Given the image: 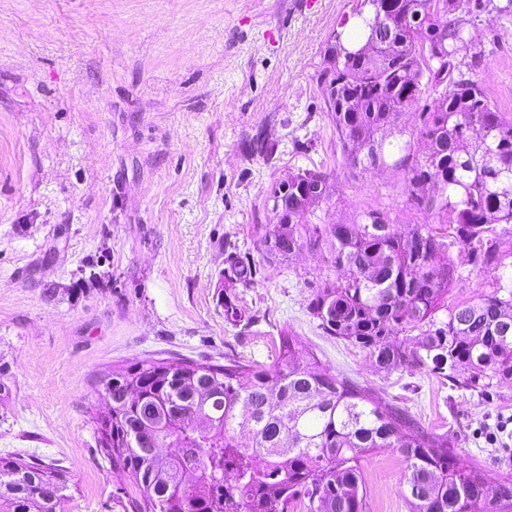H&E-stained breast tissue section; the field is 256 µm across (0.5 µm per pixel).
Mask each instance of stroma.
Returning <instances> with one entry per match:
<instances>
[{
    "instance_id": "35a3bbf8",
    "label": "stroma",
    "mask_w": 512,
    "mask_h": 512,
    "mask_svg": "<svg viewBox=\"0 0 512 512\" xmlns=\"http://www.w3.org/2000/svg\"><path fill=\"white\" fill-rule=\"evenodd\" d=\"M458 53L498 111L512 114V19L480 0ZM352 0H0V457H38L70 480L64 512H123L125 484L99 442L101 373L146 359L270 366L280 331L422 429L447 434L462 467L512 481V381L461 387L424 367L383 370L326 335L309 310L335 279L328 247L266 263L255 225L269 191L298 170L330 172L316 214L370 209L393 228L427 224L403 174L345 164L319 89L325 47ZM272 159L248 155L254 135ZM461 268L449 304L512 274ZM260 265L229 289L251 325L218 303L225 244ZM406 464L366 457V512H408Z\"/></svg>"
}]
</instances>
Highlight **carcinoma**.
Segmentation results:
<instances>
[{
	"label": "carcinoma",
	"instance_id": "carcinoma-1",
	"mask_svg": "<svg viewBox=\"0 0 512 512\" xmlns=\"http://www.w3.org/2000/svg\"><path fill=\"white\" fill-rule=\"evenodd\" d=\"M472 0H356L354 22L327 46L320 89L346 165L378 168L392 159L414 204L439 224L394 232L386 213L348 223L312 224L330 174L301 169L283 212L261 237L265 257L285 260L308 245H329L339 277L310 302L319 327L368 351L378 368L418 365L459 382L512 380V283L474 303L445 301L458 270L500 265L491 225L512 224V117L454 62L465 42L461 14ZM418 113L426 151L388 140L393 119L424 95ZM247 151L270 158L257 135ZM438 185L435 194L421 186ZM458 243L463 249L450 252ZM260 265L224 246V287L248 288ZM428 329L408 352L400 333ZM110 413L97 417L101 444L139 493L134 512H365L362 464L381 448L406 461L402 495L409 512H512V483L493 486L478 466L459 467L448 435L421 430L338 377L298 337L279 336L266 368L231 360L132 363L98 380ZM69 479L37 461L0 458V512H62Z\"/></svg>",
	"mask_w": 512,
	"mask_h": 512
}]
</instances>
